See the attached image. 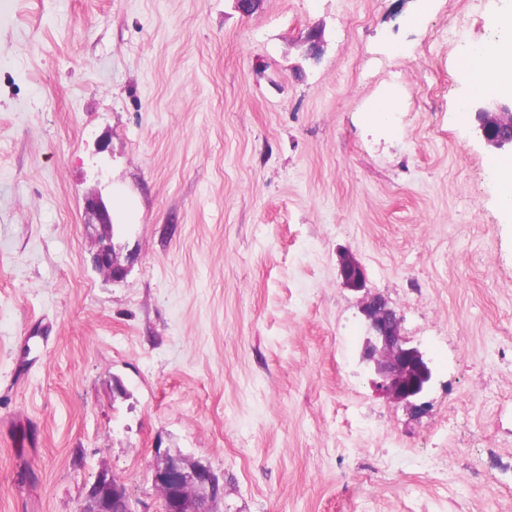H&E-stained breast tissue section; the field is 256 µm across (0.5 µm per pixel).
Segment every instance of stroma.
I'll use <instances>...</instances> for the list:
<instances>
[{
  "label": "stroma",
  "mask_w": 512,
  "mask_h": 512,
  "mask_svg": "<svg viewBox=\"0 0 512 512\" xmlns=\"http://www.w3.org/2000/svg\"><path fill=\"white\" fill-rule=\"evenodd\" d=\"M510 9L0 0V512L103 470L160 512L165 452L216 512H512V217L456 110ZM346 252L434 359L420 410L359 362ZM84 209L88 216V224H98L103 229L99 240V247L93 257L95 266L107 273L112 279L123 278L126 268L119 263L110 240L112 228L110 209L99 194H92L86 197Z\"/></svg>",
  "instance_id": "obj_1"
}]
</instances>
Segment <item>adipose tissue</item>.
Here are the masks:
<instances>
[{
    "mask_svg": "<svg viewBox=\"0 0 512 512\" xmlns=\"http://www.w3.org/2000/svg\"><path fill=\"white\" fill-rule=\"evenodd\" d=\"M500 29L506 33V41L488 48L472 47L465 58L469 82L473 92L494 90L503 97H512V10L498 18Z\"/></svg>",
    "mask_w": 512,
    "mask_h": 512,
    "instance_id": "obj_1",
    "label": "adipose tissue"
}]
</instances>
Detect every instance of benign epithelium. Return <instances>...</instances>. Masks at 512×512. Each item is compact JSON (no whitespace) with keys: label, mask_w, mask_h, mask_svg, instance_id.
Masks as SVG:
<instances>
[{"label":"benign epithelium","mask_w":512,"mask_h":512,"mask_svg":"<svg viewBox=\"0 0 512 512\" xmlns=\"http://www.w3.org/2000/svg\"><path fill=\"white\" fill-rule=\"evenodd\" d=\"M476 135L496 151L512 152V102L487 97L473 105ZM87 223L102 227L94 264L113 279L124 277L112 248V216L99 194L85 199ZM343 284L355 291L366 289L363 266L351 255L340 259ZM361 313L367 336L361 361L376 377L375 385L389 400L409 408L418 407L436 381L433 358L401 333L397 311L382 296L366 294ZM151 480L162 495V512H213L224 497V485L207 466L179 455L165 453L153 467ZM77 512H137L125 484L107 471L100 472L89 487Z\"/></svg>","instance_id":"1"}]
</instances>
